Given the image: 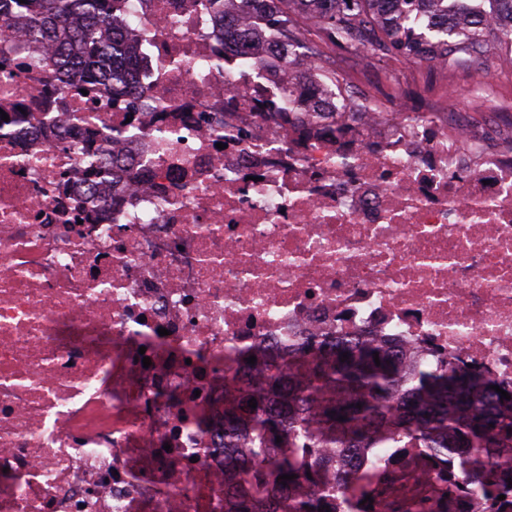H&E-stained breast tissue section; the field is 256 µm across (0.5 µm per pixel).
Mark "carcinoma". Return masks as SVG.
Instances as JSON below:
<instances>
[{
	"instance_id": "carcinoma-1",
	"label": "carcinoma",
	"mask_w": 512,
	"mask_h": 512,
	"mask_svg": "<svg viewBox=\"0 0 512 512\" xmlns=\"http://www.w3.org/2000/svg\"><path fill=\"white\" fill-rule=\"evenodd\" d=\"M18 24L26 27L31 44L45 36L57 47V77H80L88 83L127 87L125 72L114 66L130 52V19L116 18L122 0H12ZM218 33L224 36V58L243 68L278 66L294 75L288 103H306L312 119L334 131L330 122L344 114L355 91L340 74L324 70L312 75L308 66L318 56L315 40L346 51L376 56L397 55L408 62L440 59L453 67L462 56L489 58L512 54V0H212ZM248 33L232 31L237 21ZM112 171V161L90 162L88 190ZM380 363H375L373 353ZM349 359L342 360V354ZM401 357L378 351L354 338H342L327 354L318 352L288 368L286 383L275 389L288 399L289 453L273 448L252 449L248 463L228 458L230 483L225 512H278L269 488L292 484L281 475L310 472L296 448H317L328 436L339 449L359 450L375 436L382 445H410L448 464L460 458V478H474L495 454L498 466L512 471V399L470 374L461 376L453 364L421 368L400 379ZM256 399V408L248 407ZM323 404V432H305L300 415L311 401ZM237 408L252 414L254 427L265 436L280 422L278 407L263 386L230 396ZM417 426L412 421L420 415Z\"/></svg>"
}]
</instances>
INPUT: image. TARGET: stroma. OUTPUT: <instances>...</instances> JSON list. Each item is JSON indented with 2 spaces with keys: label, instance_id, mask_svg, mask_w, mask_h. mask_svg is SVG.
Returning a JSON list of instances; mask_svg holds the SVG:
<instances>
[{
  "label": "stroma",
  "instance_id": "1",
  "mask_svg": "<svg viewBox=\"0 0 512 512\" xmlns=\"http://www.w3.org/2000/svg\"><path fill=\"white\" fill-rule=\"evenodd\" d=\"M321 51V65L336 69L396 111L416 112L437 104L447 107L449 123L478 128L491 120L498 136L512 137V58L468 59L440 69L394 56L378 61L330 44Z\"/></svg>",
  "mask_w": 512,
  "mask_h": 512
}]
</instances>
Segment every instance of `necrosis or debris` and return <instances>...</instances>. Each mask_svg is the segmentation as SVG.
Masks as SVG:
<instances>
[{
  "label": "necrosis or debris",
  "mask_w": 512,
  "mask_h": 512,
  "mask_svg": "<svg viewBox=\"0 0 512 512\" xmlns=\"http://www.w3.org/2000/svg\"><path fill=\"white\" fill-rule=\"evenodd\" d=\"M134 101L55 85L0 29V512H224L236 390L351 335L512 386V143L444 112L342 137L224 69L210 0H145ZM91 158L116 164L83 198ZM150 366H143V358ZM329 512H512V476L314 449ZM447 483L448 497L436 490Z\"/></svg>",
  "instance_id": "necrosis-or-debris-1"
}]
</instances>
